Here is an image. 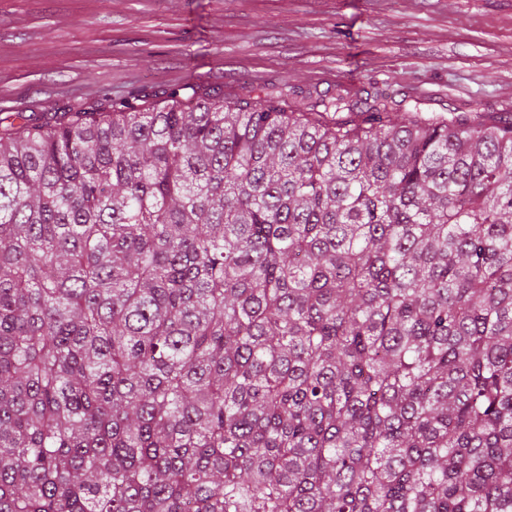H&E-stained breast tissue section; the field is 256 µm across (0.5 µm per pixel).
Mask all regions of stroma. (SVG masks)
I'll return each mask as SVG.
<instances>
[{"label":"stroma","instance_id":"35a3bbf8","mask_svg":"<svg viewBox=\"0 0 512 512\" xmlns=\"http://www.w3.org/2000/svg\"><path fill=\"white\" fill-rule=\"evenodd\" d=\"M200 83L512 113V0H0V113Z\"/></svg>","mask_w":512,"mask_h":512}]
</instances>
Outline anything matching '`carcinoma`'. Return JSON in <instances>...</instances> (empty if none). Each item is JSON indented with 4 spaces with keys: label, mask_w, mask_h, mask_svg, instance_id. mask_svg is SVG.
<instances>
[{
    "label": "carcinoma",
    "mask_w": 512,
    "mask_h": 512,
    "mask_svg": "<svg viewBox=\"0 0 512 512\" xmlns=\"http://www.w3.org/2000/svg\"><path fill=\"white\" fill-rule=\"evenodd\" d=\"M389 100L0 115V512H512V117Z\"/></svg>",
    "instance_id": "cac0c4a2"
}]
</instances>
